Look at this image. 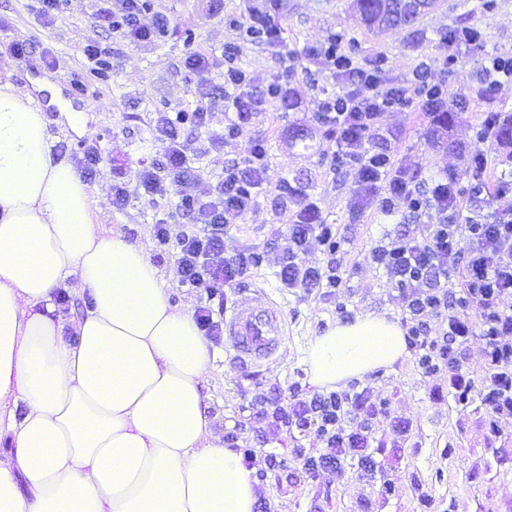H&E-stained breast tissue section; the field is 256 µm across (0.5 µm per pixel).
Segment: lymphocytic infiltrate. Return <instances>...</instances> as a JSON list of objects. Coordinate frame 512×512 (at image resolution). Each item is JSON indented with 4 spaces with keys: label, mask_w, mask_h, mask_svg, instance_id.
Returning a JSON list of instances; mask_svg holds the SVG:
<instances>
[{
    "label": "lymphocytic infiltrate",
    "mask_w": 512,
    "mask_h": 512,
    "mask_svg": "<svg viewBox=\"0 0 512 512\" xmlns=\"http://www.w3.org/2000/svg\"><path fill=\"white\" fill-rule=\"evenodd\" d=\"M145 0H100L95 13L98 26L143 44L154 43L166 27L145 25L141 17ZM321 71L340 85L339 91L324 93L317 102L316 118L332 129L337 139V159L353 178L352 209H377L387 214L408 211L426 217L418 239L375 249L374 264L385 269L390 281L405 292L409 317L406 341L425 376L447 373L448 389L466 398L480 389L490 407L489 427L498 431L502 419H512V203L489 222L456 223L464 199L453 180L442 177L416 182L398 163L390 146L382 141L384 113L417 102L432 117L438 130L448 126V96L443 83L430 78L426 68L412 72L410 87L387 83L379 62L361 63L344 49L341 38L329 37L308 51ZM252 77L239 62L233 47L224 49V95L232 114L224 134L214 135L198 148L209 155L223 150L226 140L240 137L261 106L250 97ZM202 107L177 112H157L154 131L167 142L164 167L143 166L139 186L150 197L165 195L168 185H192V192L179 196V205L192 219L190 227L173 230L167 221L152 227L159 253L174 254L181 285L223 296L226 287L251 272L253 254L228 243L226 230L254 208L266 185L267 152L262 141H254L245 164H225L221 174L200 181L179 138L181 125L206 123ZM280 202H292L294 211L288 233L277 257L281 287L314 293L343 284L334 254L337 230L325 223L313 196L290 183L279 187ZM436 223H429V216ZM467 238L471 249L460 254L455 244ZM322 244L325 264H309L303 256L310 241ZM456 275L458 286L447 289L445 281ZM484 340L482 364L472 371L462 347L470 336ZM378 412L371 387L348 393L322 392L284 406L274 404L271 423L315 429L322 443L320 458L336 466L346 451L357 452L364 476L371 485L385 477L370 453L373 443L370 421Z\"/></svg>",
    "instance_id": "f902f5d3"
}]
</instances>
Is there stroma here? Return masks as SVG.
Instances as JSON below:
<instances>
[{"mask_svg":"<svg viewBox=\"0 0 512 512\" xmlns=\"http://www.w3.org/2000/svg\"><path fill=\"white\" fill-rule=\"evenodd\" d=\"M145 23L164 19L166 36L150 45H135L96 26V0H62L50 21L39 16L37 0H0V76L10 75L42 109L57 156L77 161L86 148H97L100 163L87 185L94 199L93 220L108 231L122 232L152 255L169 285L171 301L204 305L199 291L179 286L175 257L156 256L152 226L158 219L185 225L175 194L148 197L137 182L141 164L161 165L167 142L152 133L153 112H174L201 104L209 114L204 128L185 127L182 140L197 148L207 137L224 131V46H237L241 63L252 75L251 93L262 97L266 86L280 82L294 89L300 108L274 101L264 104L243 135L225 146L223 154L193 158L201 178L222 171L225 160L245 162L251 141L268 150L267 191L230 234L236 245L276 255L286 234L287 217L276 205L277 188L290 181L318 198L326 223L339 227L336 263L343 273L338 293L286 292L278 286L277 267L265 263L224 291L227 306L247 305L256 290L267 292L280 310L287 334L277 353L259 365L239 363L227 340L213 342L215 358L205 384L208 411L218 418V435L240 426L244 444L255 448L252 469L262 473L256 483L255 512H512V419L500 421L491 435L488 409L479 392L461 401L448 394V377H426L413 356L394 369L361 377L375 396L387 403V414L373 421L372 450L392 483L389 495L371 489L359 474L357 458L339 468L306 472L304 459L316 454L315 431L286 432L267 427L259 412L264 402L283 404L313 395L303 364L311 336L337 321L338 304L351 314L387 313L407 316L401 293L370 260L379 246L415 235L407 213L388 217L375 210L350 207L354 184L346 171L331 170L336 138L316 121L315 104L323 90L334 89L327 73L308 60L309 49L330 36H341L357 58L385 60L390 81L407 84L417 66L444 83L454 112L448 131L435 137L425 112L409 106L385 113L382 126L399 161L417 181L448 175L457 187H471L469 151L477 143L484 112L512 114V83L487 94L483 68L488 57L512 53V0H437L414 25L369 29L355 0H148ZM273 9L281 37L294 59L251 41L242 27L230 25L246 6ZM476 26L479 45L448 43L455 27ZM26 48L11 52L12 44ZM109 48L105 71L91 69L83 54L86 44ZM214 59L209 75L210 96L200 99L198 79L182 66L193 51ZM81 110L88 132L78 135L66 115L51 104V93ZM127 183L130 198L123 209L112 206V185ZM408 421V437L394 435L390 419Z\"/></svg>","mask_w":512,"mask_h":512,"instance_id":"obj_1","label":"stroma"}]
</instances>
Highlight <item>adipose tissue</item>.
<instances>
[{"instance_id":"ef3b65f1","label":"adipose tissue","mask_w":512,"mask_h":512,"mask_svg":"<svg viewBox=\"0 0 512 512\" xmlns=\"http://www.w3.org/2000/svg\"><path fill=\"white\" fill-rule=\"evenodd\" d=\"M92 214L42 110L0 80V433L16 447L0 457V512H254L251 469L213 438L192 312ZM60 288L90 300L68 325ZM407 353L398 322L368 312L328 324L303 362L338 390Z\"/></svg>"}]
</instances>
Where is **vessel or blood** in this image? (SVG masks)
<instances>
[{"label":"vessel or blood","instance_id":"1","mask_svg":"<svg viewBox=\"0 0 512 512\" xmlns=\"http://www.w3.org/2000/svg\"><path fill=\"white\" fill-rule=\"evenodd\" d=\"M224 328L234 358L244 364L268 359L284 340L282 315L262 291L247 306L226 311Z\"/></svg>","mask_w":512,"mask_h":512}]
</instances>
